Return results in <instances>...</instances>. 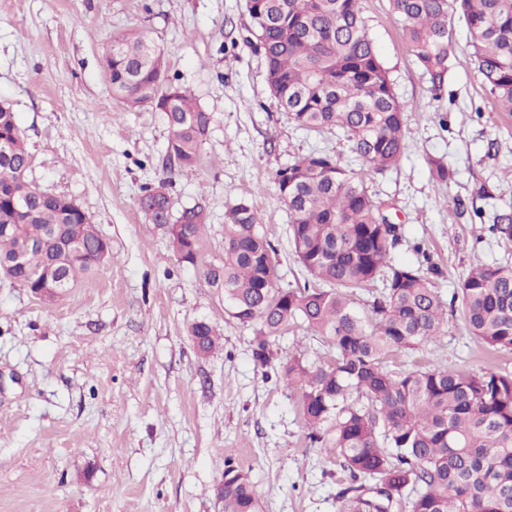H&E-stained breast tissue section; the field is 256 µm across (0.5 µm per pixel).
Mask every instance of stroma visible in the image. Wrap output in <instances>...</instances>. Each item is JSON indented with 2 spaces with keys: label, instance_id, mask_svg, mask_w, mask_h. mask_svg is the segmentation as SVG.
I'll return each mask as SVG.
<instances>
[{
  "label": "stroma",
  "instance_id": "obj_1",
  "mask_svg": "<svg viewBox=\"0 0 512 512\" xmlns=\"http://www.w3.org/2000/svg\"><path fill=\"white\" fill-rule=\"evenodd\" d=\"M360 8L409 106L404 155L366 185L394 206L402 241L393 262L430 255L448 301L472 261L512 264V242L489 226L512 204V114L498 111L463 29L437 98L389 0ZM249 27L245 0H0V102L25 137L29 178L91 213L112 250L50 305L0 275V512H223L228 462L254 484L260 512H336L347 480L335 453L309 442L296 395L255 363L252 328L226 313L202 267L176 261L139 208L144 188L163 181L175 207L206 203L209 265L224 257L226 207L254 201L281 286L306 280L276 171L310 152L365 164L339 132L288 120ZM128 30L163 48L169 78L213 114L191 174H169L162 113L125 108L103 78L104 47ZM433 158L454 170L449 183L432 181ZM200 320L222 338L206 356L189 334ZM274 352L328 357L302 328ZM416 366L512 370V350L470 339L453 315L434 342L389 361L395 371Z\"/></svg>",
  "mask_w": 512,
  "mask_h": 512
}]
</instances>
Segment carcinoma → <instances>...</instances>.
Masks as SVG:
<instances>
[{
    "label": "carcinoma",
    "instance_id": "cac0c4a2",
    "mask_svg": "<svg viewBox=\"0 0 512 512\" xmlns=\"http://www.w3.org/2000/svg\"><path fill=\"white\" fill-rule=\"evenodd\" d=\"M359 2L246 0L271 96L298 127L340 131L367 169L309 153L275 174L290 242L315 284L279 286L275 248L247 200L226 208L224 259L206 267L205 279L233 318L258 325L252 355L260 366L274 362L273 345L290 326L310 330L333 352L325 365L295 356L280 368L309 439L334 449L349 475L338 512H512V373L387 366L390 357L435 341L448 307L429 277L438 273L429 257L425 266L391 262L399 225L365 186L370 173L391 169L404 153L408 105L395 92ZM390 7L435 91L450 71L451 18L458 16L483 82L512 113V0H390ZM102 68L126 107L163 113L170 165L181 175L194 171L213 116L168 79L164 51L142 32L114 34ZM29 167L15 113L0 103V273L39 298L49 260L68 292L112 254L99 257L102 236L92 216L31 181ZM430 175L442 184L454 172L438 158L430 160ZM139 206L166 232L178 262H202L206 204L175 209L163 182L145 189ZM492 231L512 241V209L495 214ZM379 277L381 290L359 311L356 291ZM457 300L474 339L512 349V264L471 265ZM190 336L203 355L218 345L206 321L192 324ZM219 496L224 512H258L252 482L228 460Z\"/></svg>",
    "mask_w": 512,
    "mask_h": 512
}]
</instances>
